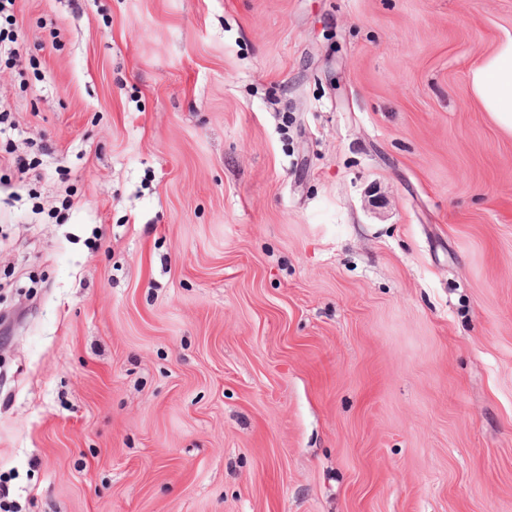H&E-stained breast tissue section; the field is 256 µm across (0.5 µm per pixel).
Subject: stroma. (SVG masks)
Listing matches in <instances>:
<instances>
[{"mask_svg": "<svg viewBox=\"0 0 512 512\" xmlns=\"http://www.w3.org/2000/svg\"><path fill=\"white\" fill-rule=\"evenodd\" d=\"M13 20L12 512H512V137L467 92L512 0Z\"/></svg>", "mask_w": 512, "mask_h": 512, "instance_id": "stroma-1", "label": "stroma"}]
</instances>
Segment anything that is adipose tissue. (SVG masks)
Masks as SVG:
<instances>
[{"instance_id": "obj_1", "label": "adipose tissue", "mask_w": 512, "mask_h": 512, "mask_svg": "<svg viewBox=\"0 0 512 512\" xmlns=\"http://www.w3.org/2000/svg\"><path fill=\"white\" fill-rule=\"evenodd\" d=\"M472 97L493 124L512 136V34H505L470 67Z\"/></svg>"}]
</instances>
